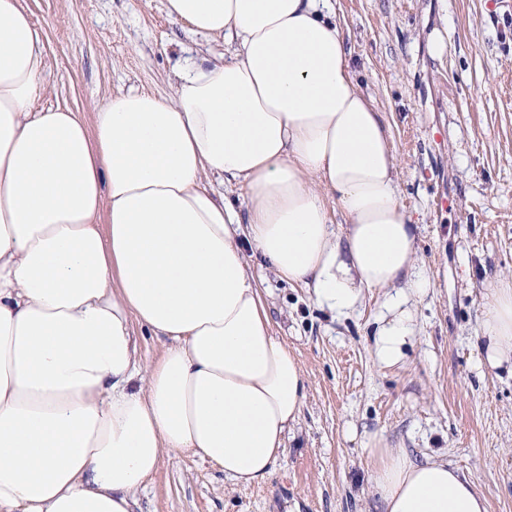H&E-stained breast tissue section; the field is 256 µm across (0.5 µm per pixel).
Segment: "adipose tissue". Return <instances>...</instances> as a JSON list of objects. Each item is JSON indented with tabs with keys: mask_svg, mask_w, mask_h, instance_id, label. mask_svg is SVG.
Here are the masks:
<instances>
[{
	"mask_svg": "<svg viewBox=\"0 0 512 512\" xmlns=\"http://www.w3.org/2000/svg\"><path fill=\"white\" fill-rule=\"evenodd\" d=\"M166 8L231 52L184 66L172 97L118 94L87 118L41 105V35L23 0H0V512H136L167 456L237 486L270 474L306 384L244 244L340 317L389 291L379 363L416 334L418 225L333 0ZM211 176L245 185L246 216ZM139 328L169 340L147 365ZM478 350L512 375V279L484 294ZM367 453L382 512H488L447 460L380 437Z\"/></svg>",
	"mask_w": 512,
	"mask_h": 512,
	"instance_id": "1",
	"label": "adipose tissue"
}]
</instances>
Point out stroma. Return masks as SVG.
Instances as JSON below:
<instances>
[{"label": "stroma", "mask_w": 512, "mask_h": 512, "mask_svg": "<svg viewBox=\"0 0 512 512\" xmlns=\"http://www.w3.org/2000/svg\"><path fill=\"white\" fill-rule=\"evenodd\" d=\"M362 90L389 123L398 194L418 222L416 336L387 367L372 351L386 292L346 318L252 259L275 335L306 380L275 470L234 486L194 458L163 459L141 512H380L365 447L437 455L472 477L489 512H512V377L479 363L481 294L512 276V10L501 0H334ZM42 32L44 105L83 115L113 95H172L184 60L223 56L166 0H25ZM448 45L434 57L429 44Z\"/></svg>", "instance_id": "obj_1"}]
</instances>
